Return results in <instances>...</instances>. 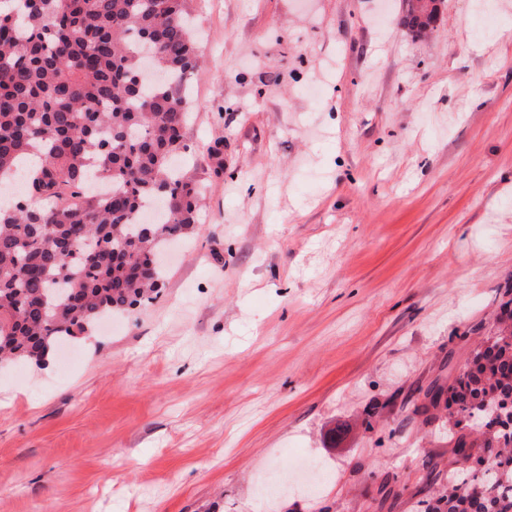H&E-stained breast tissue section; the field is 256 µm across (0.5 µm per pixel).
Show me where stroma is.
<instances>
[{"label":"stroma","mask_w":512,"mask_h":512,"mask_svg":"<svg viewBox=\"0 0 512 512\" xmlns=\"http://www.w3.org/2000/svg\"><path fill=\"white\" fill-rule=\"evenodd\" d=\"M187 6L198 222L157 299L0 368V512H420L423 393L512 283V0ZM412 4L419 7L424 12H429L435 5V3L428 0H416L412 1ZM412 4L405 11L404 24L415 33V35H420L428 31L430 22H425L423 14L418 12Z\"/></svg>","instance_id":"obj_1"}]
</instances>
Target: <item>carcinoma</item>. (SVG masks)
<instances>
[{
    "instance_id": "cac0c4a2",
    "label": "carcinoma",
    "mask_w": 512,
    "mask_h": 512,
    "mask_svg": "<svg viewBox=\"0 0 512 512\" xmlns=\"http://www.w3.org/2000/svg\"><path fill=\"white\" fill-rule=\"evenodd\" d=\"M404 24L429 26L412 6ZM198 58L186 0H0V172L40 157L23 199L0 203V363L158 293L159 250L196 223L198 186L171 160ZM425 398L455 435L427 512H512V331Z\"/></svg>"
}]
</instances>
